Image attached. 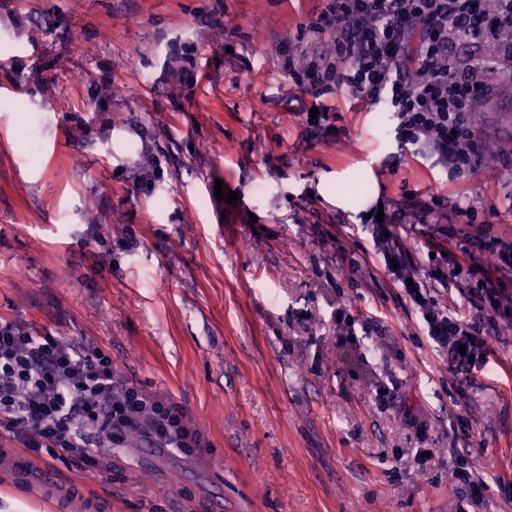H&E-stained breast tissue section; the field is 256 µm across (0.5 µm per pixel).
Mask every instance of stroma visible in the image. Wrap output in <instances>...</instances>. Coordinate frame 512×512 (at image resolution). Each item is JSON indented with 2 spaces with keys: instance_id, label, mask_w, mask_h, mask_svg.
Returning <instances> with one entry per match:
<instances>
[{
  "instance_id": "obj_1",
  "label": "stroma",
  "mask_w": 512,
  "mask_h": 512,
  "mask_svg": "<svg viewBox=\"0 0 512 512\" xmlns=\"http://www.w3.org/2000/svg\"><path fill=\"white\" fill-rule=\"evenodd\" d=\"M319 5L0 0V316L96 342L209 442L133 436L102 474L30 458L100 512H512V331L459 388L361 262L371 211L409 191L478 199L512 235V85L476 132L493 169L450 177L344 91L316 136L277 58ZM29 481L0 478V512H51Z\"/></svg>"
}]
</instances>
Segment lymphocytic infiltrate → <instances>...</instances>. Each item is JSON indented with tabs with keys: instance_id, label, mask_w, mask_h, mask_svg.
<instances>
[{
	"instance_id": "obj_1",
	"label": "lymphocytic infiltrate",
	"mask_w": 512,
	"mask_h": 512,
	"mask_svg": "<svg viewBox=\"0 0 512 512\" xmlns=\"http://www.w3.org/2000/svg\"><path fill=\"white\" fill-rule=\"evenodd\" d=\"M512 0H324L308 38L283 53L281 70L321 98L347 91L385 105L395 138L460 177L487 164L474 135L490 76L512 81ZM468 54H459L462 46ZM479 202L406 193L367 227L385 263L373 275L421 314L422 327L459 382L487 362L490 342L512 329V236L477 223ZM423 224L458 250L419 271L407 228ZM459 304H452V297ZM132 433L153 447L191 454L207 447L173 398L144 393L100 346L0 316V447L47 451L83 472L102 470L104 446Z\"/></svg>"
}]
</instances>
